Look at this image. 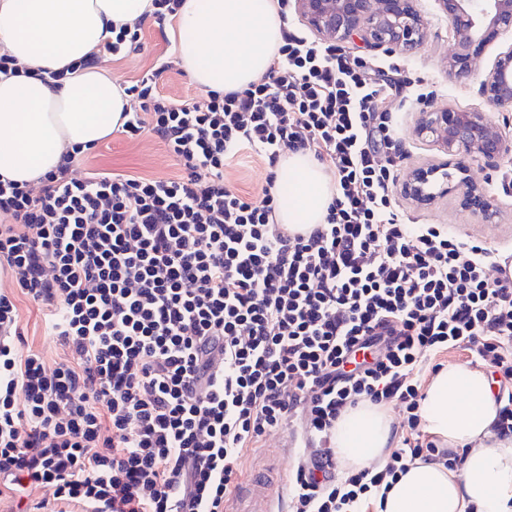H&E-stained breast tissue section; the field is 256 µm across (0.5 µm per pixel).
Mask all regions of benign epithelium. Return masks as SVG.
Returning <instances> with one entry per match:
<instances>
[{
  "label": "benign epithelium",
  "instance_id": "7a95c632",
  "mask_svg": "<svg viewBox=\"0 0 512 512\" xmlns=\"http://www.w3.org/2000/svg\"><path fill=\"white\" fill-rule=\"evenodd\" d=\"M416 0H292L296 17L320 40L360 41L386 52L412 54L422 45L424 17ZM453 39L448 76L474 75L476 61L497 44L490 68L479 75L478 94L512 113V0H437ZM416 136L437 147L443 160L410 170L400 195L418 207L454 195L487 224L499 213L498 201L473 181L464 157L497 165L512 156V134L490 124L484 113L452 106L420 113Z\"/></svg>",
  "mask_w": 512,
  "mask_h": 512
}]
</instances>
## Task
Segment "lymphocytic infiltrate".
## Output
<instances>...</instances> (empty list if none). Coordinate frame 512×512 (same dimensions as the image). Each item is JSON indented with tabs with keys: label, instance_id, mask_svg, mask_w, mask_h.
<instances>
[{
	"label": "lymphocytic infiltrate",
	"instance_id": "lymphocytic-infiltrate-1",
	"mask_svg": "<svg viewBox=\"0 0 512 512\" xmlns=\"http://www.w3.org/2000/svg\"><path fill=\"white\" fill-rule=\"evenodd\" d=\"M265 76L206 107L125 87L128 137L150 130L183 170L95 172L74 154L39 188L0 180V503L14 512H224L243 460L296 424L293 512H365L416 460L463 458L421 426L420 354L467 352L512 385V254L445 224H409L392 187L400 141L382 67L290 22ZM307 150L332 165L323 223H278L224 170ZM496 279H489L488 269ZM62 353L18 354L19 301ZM402 408L384 464L336 477V422L360 402ZM48 487L51 497L31 501Z\"/></svg>",
	"mask_w": 512,
	"mask_h": 512
}]
</instances>
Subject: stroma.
<instances>
[{
  "mask_svg": "<svg viewBox=\"0 0 512 512\" xmlns=\"http://www.w3.org/2000/svg\"><path fill=\"white\" fill-rule=\"evenodd\" d=\"M417 9L423 15L426 28L422 46L413 54L398 52L390 54L373 50L364 45H345L344 50L353 59L381 62L388 60L398 65L404 85L395 96L391 108L396 116V134L402 145V160L398 177H405L408 170L433 163L438 151L418 140L414 126L419 112L429 107L443 108L449 105L461 110L484 112L488 122L501 123L502 114L486 103L477 93V78L454 79L449 77L446 61L452 48V35L437 0H417ZM144 47L142 50L115 58L109 55L100 59L113 77L120 81L134 80L146 71L159 67L163 73L159 79L161 91L175 99H188L198 107L208 102L207 92L198 88L188 75L176 64V43L167 36L164 26L154 19H146L141 25ZM427 86L430 95L416 99L414 82ZM471 176L478 184L486 186L499 202V215L492 224L483 223L471 211L463 208L456 197L438 201L432 207L421 209L407 200H400L401 211L410 224H445L452 229L475 235L492 248L512 246V194L499 193L490 181L489 169L481 162H471ZM109 170L130 172L153 178H170L180 172V167L165 146L150 132L143 131L134 139L121 132H113L107 139L98 142L87 154L78 156L72 167V175L82 179L90 173ZM287 429H280L265 438L261 448L248 454L244 462L245 473L260 469L269 463L276 482L272 487L274 496L287 492L288 476L296 464V457L280 442L287 438Z\"/></svg>",
  "mask_w": 512,
  "mask_h": 512,
  "instance_id": "stroma-1",
  "label": "stroma"
}]
</instances>
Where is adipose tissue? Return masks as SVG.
<instances>
[{"label":"adipose tissue","mask_w":512,"mask_h":512,"mask_svg":"<svg viewBox=\"0 0 512 512\" xmlns=\"http://www.w3.org/2000/svg\"><path fill=\"white\" fill-rule=\"evenodd\" d=\"M153 10L152 0H0V48L19 64L0 75V179L30 185L73 148L121 127L130 101L96 65L114 29ZM275 0H182L177 63L204 91H239L264 76L282 40ZM61 72L57 85L43 70ZM287 197L277 219L289 231L323 223L332 176L305 151L277 167ZM500 405L487 372L446 364L426 382L424 431L463 455L460 470L416 461L387 491L382 512H512V434L494 429ZM395 440L388 409L365 402L336 424L332 444L346 469L385 461Z\"/></svg>","instance_id":"adipose-tissue-1"}]
</instances>
